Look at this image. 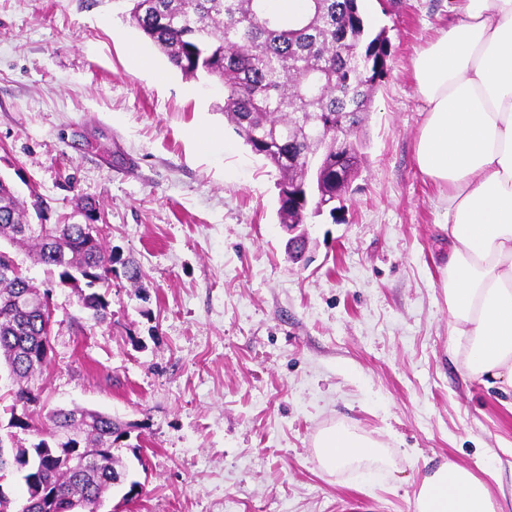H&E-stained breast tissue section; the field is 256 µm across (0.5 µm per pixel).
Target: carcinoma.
I'll list each match as a JSON object with an SVG mask.
<instances>
[{
  "mask_svg": "<svg viewBox=\"0 0 512 512\" xmlns=\"http://www.w3.org/2000/svg\"><path fill=\"white\" fill-rule=\"evenodd\" d=\"M187 79L207 78L224 88V115L251 149L280 173L278 216L300 207L288 185L309 182L316 166L336 158V142L320 138L343 118L365 122L375 88L387 75L388 41L366 28L358 0H306L300 15L269 9L267 0H114ZM368 62L366 79L353 80L355 58ZM26 209L0 177V239L30 249L51 270L88 273L72 286L88 320L112 319L108 294L112 255L88 240L81 224H50L47 234L22 231ZM39 290L22 273L0 276V361L14 384L9 426L26 430L29 408L39 403L50 363V334L43 313L16 299ZM132 423L85 408L49 412L29 448L0 443V473L16 468L27 488L30 512H91L128 474L114 450ZM91 464L74 466L77 458Z\"/></svg>",
  "mask_w": 512,
  "mask_h": 512,
  "instance_id": "1",
  "label": "carcinoma"
}]
</instances>
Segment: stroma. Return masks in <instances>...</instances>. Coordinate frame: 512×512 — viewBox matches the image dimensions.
I'll list each match as a JSON object with an SVG mask.
<instances>
[{
    "label": "stroma",
    "mask_w": 512,
    "mask_h": 512,
    "mask_svg": "<svg viewBox=\"0 0 512 512\" xmlns=\"http://www.w3.org/2000/svg\"><path fill=\"white\" fill-rule=\"evenodd\" d=\"M365 17L389 39L366 160L295 262L279 176L219 84L183 78L114 0H0V176L53 224L95 202L111 322L89 327L56 275L0 249L56 305L42 403L134 425L119 456L147 475L125 512H416L428 463L448 459L512 512V392L455 353L442 193L415 158L411 62L448 0H367ZM333 424L383 456L325 471L312 443Z\"/></svg>",
    "instance_id": "35a3bbf8"
}]
</instances>
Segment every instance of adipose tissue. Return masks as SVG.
<instances>
[{
  "mask_svg": "<svg viewBox=\"0 0 512 512\" xmlns=\"http://www.w3.org/2000/svg\"><path fill=\"white\" fill-rule=\"evenodd\" d=\"M455 19L412 62L426 117L420 174L448 189L442 270L466 373L512 389V0H451ZM323 465L375 457L377 441L330 426L314 439ZM417 512H498L487 487L445 460L419 488Z\"/></svg>",
  "mask_w": 512,
  "mask_h": 512,
  "instance_id": "ef3b65f1",
  "label": "adipose tissue"
}]
</instances>
